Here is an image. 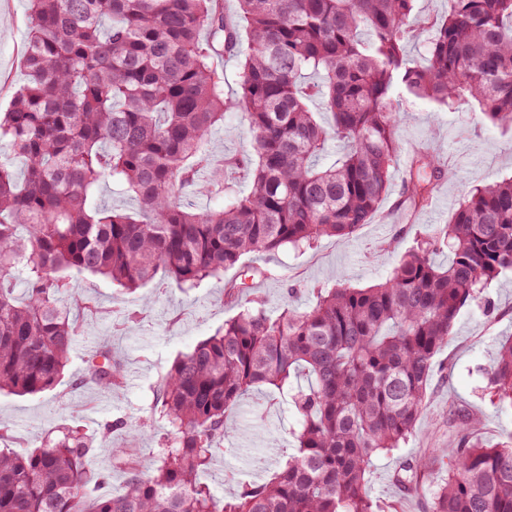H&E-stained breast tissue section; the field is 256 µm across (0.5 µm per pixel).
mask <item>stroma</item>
I'll list each match as a JSON object with an SVG mask.
<instances>
[{"label": "stroma", "instance_id": "stroma-1", "mask_svg": "<svg viewBox=\"0 0 512 512\" xmlns=\"http://www.w3.org/2000/svg\"><path fill=\"white\" fill-rule=\"evenodd\" d=\"M27 29V0H0L1 110L8 108L27 79L22 66ZM398 110L400 160L392 188L371 223L349 239L325 237L300 252L287 249L254 256L263 271L254 295L265 301L268 310L278 311L286 300L296 309H307L315 300V288L336 277L359 287L382 281L397 253L446 223L476 179L512 172V137L482 123L468 107L448 112L406 95ZM209 148L228 162L251 153V134L238 113L225 114L223 127L209 137ZM418 149L430 151L447 174L431 203L411 210L403 183ZM235 276V270L225 271L188 292L147 286L153 303L132 326L123 315L138 306L136 295L117 291L103 278L75 280L74 291L87 300L90 310L79 317L65 377L55 389L34 396H0V447L16 451L33 447L64 421L95 436L104 422L120 417L140 423L142 438L135 458L142 470L153 471L158 439L168 430L167 421L154 408L153 391L178 353L212 335L238 312L240 299L228 288ZM486 296L493 315L484 316L476 307L463 308L448 346L438 353L445 368L430 381L427 409L416 436L402 448L377 455L366 476L371 497L396 505L397 512H425V497L406 493L394 475L405 461L450 444L451 412L474 419V433L483 441L495 442L512 433V409L500 408L490 394L495 353L502 341L512 338V274L494 281ZM104 328L110 329L112 353L127 371L125 384L111 395L83 380L86 356ZM243 406L236 418L239 428L233 450L218 455L205 476L218 494L225 489L227 471L259 481L277 470L297 427L289 396L271 387L246 396Z\"/></svg>", "mask_w": 512, "mask_h": 512}]
</instances>
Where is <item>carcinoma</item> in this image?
<instances>
[{
	"label": "carcinoma",
	"mask_w": 512,
	"mask_h": 512,
	"mask_svg": "<svg viewBox=\"0 0 512 512\" xmlns=\"http://www.w3.org/2000/svg\"><path fill=\"white\" fill-rule=\"evenodd\" d=\"M27 83L0 114V394L37 395L63 377L87 308L79 278L132 293L150 283L192 290L245 258L352 237L388 194L401 152L394 93L438 107L473 104L512 133V0H448L429 57L406 44L414 0H28ZM221 51L240 58L239 91L224 99ZM316 75L317 82L308 81ZM236 108L253 138L240 163L252 186L229 193L208 133ZM343 151L329 164L333 142ZM19 160L23 178L13 169ZM406 184L426 203L443 170L424 152ZM136 208L91 204L102 181ZM222 201L195 212L187 189ZM448 251V263L436 255ZM512 273V176L484 180L442 230L416 242L385 280L317 289L314 305L272 315L249 299L180 354L154 389L171 430L158 465L112 449L125 472L105 496L95 440L68 423L23 452L0 450V512H386L366 490L381 452L417 432L436 355L462 307L486 315L482 292ZM305 387L294 386L300 375ZM85 380L110 394L125 367L108 337ZM292 393L298 415L284 466L217 496L204 481L231 436L228 414L253 388ZM492 396L512 408V341L502 344ZM452 447L403 463L396 482L428 496V512H512V434L488 444L469 417Z\"/></svg>",
	"instance_id": "carcinoma-1"
}]
</instances>
